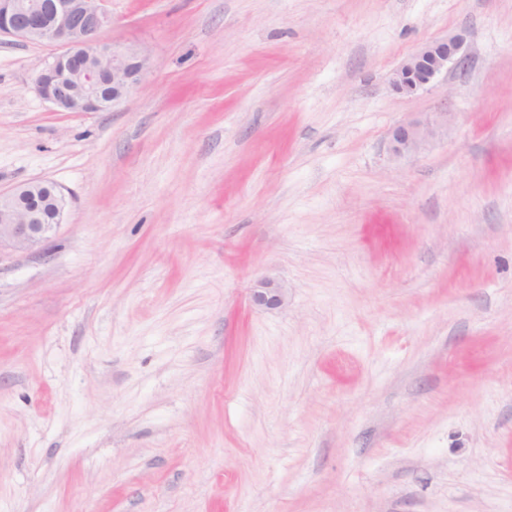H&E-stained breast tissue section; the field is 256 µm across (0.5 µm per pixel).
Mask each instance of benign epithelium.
<instances>
[{"label":"benign epithelium","instance_id":"1","mask_svg":"<svg viewBox=\"0 0 512 512\" xmlns=\"http://www.w3.org/2000/svg\"><path fill=\"white\" fill-rule=\"evenodd\" d=\"M112 26L103 0H0V37L50 44L60 52L35 79V90L61 112H101L122 102L141 80L149 56L141 48L119 47L102 39ZM467 33L461 30L431 42L395 71L391 84L406 94L433 84L467 61ZM436 135L429 123L400 124L390 132L396 156L415 155ZM67 201L49 181H31L0 193V246L42 252L62 224ZM254 305L276 309L288 303V287L264 277L251 289Z\"/></svg>","mask_w":512,"mask_h":512}]
</instances>
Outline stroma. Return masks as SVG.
<instances>
[{
  "mask_svg": "<svg viewBox=\"0 0 512 512\" xmlns=\"http://www.w3.org/2000/svg\"><path fill=\"white\" fill-rule=\"evenodd\" d=\"M105 7L150 62L104 112L0 38V192L67 200L0 249V512H512V0ZM466 46L464 30L423 46L395 71L391 80L393 88L399 93L412 94L433 84L444 72L464 70ZM436 133V128L429 123L400 124L390 132V150L399 157L418 154L426 148ZM47 188L51 197V218L43 222V211L32 195ZM67 201L49 181H31L9 194L0 193V249L6 244L17 251L44 252L47 243L62 224ZM254 305L266 309H276L288 303V287L273 277H264L251 289Z\"/></svg>",
  "mask_w": 512,
  "mask_h": 512,
  "instance_id": "35a3bbf8",
  "label": "stroma"
}]
</instances>
